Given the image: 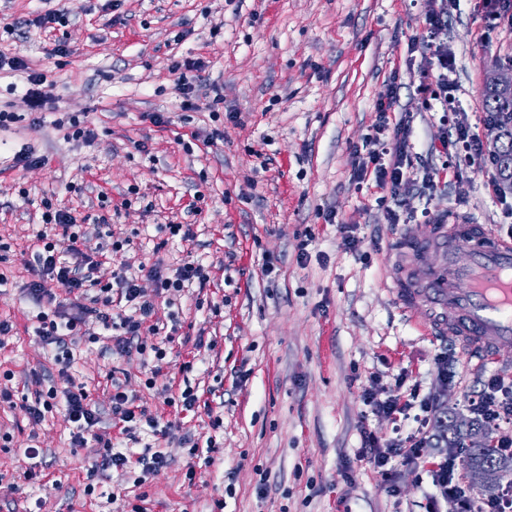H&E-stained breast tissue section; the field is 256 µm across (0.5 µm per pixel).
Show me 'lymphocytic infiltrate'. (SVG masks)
<instances>
[{
    "mask_svg": "<svg viewBox=\"0 0 512 512\" xmlns=\"http://www.w3.org/2000/svg\"><path fill=\"white\" fill-rule=\"evenodd\" d=\"M445 26L443 11L434 5L425 10V35L423 48L427 60L436 62L437 71L430 85L424 86L429 109L448 112L454 104L448 89L453 81L448 74V49L439 38ZM23 71L27 74L29 88L25 94V113L0 110V129L10 124L29 119L31 124H40L42 114L50 101L44 90L43 74L29 72L27 62L17 56H7L0 52V70ZM396 93L388 91L385 99L375 106L378 122L373 134L364 143L367 155L365 161L357 163L354 177L368 188L385 194L392 202L387 211L388 220H396L397 210L402 207L401 190L411 183L412 150L410 127L405 116L396 114ZM43 228L35 240L38 247L35 269L36 280L31 281L27 290L40 303L35 316V332L42 341L55 352V361L62 369H69L73 360L70 343L82 335L88 320H95L105 330H116L115 350L122 353L137 349L140 354L153 357L160 362L167 356L161 343L146 345L140 343L142 333L160 335L158 325L151 323L154 312L153 300L144 297L137 276L114 275L112 280H103L100 269L108 264L112 253L123 250L124 240H113L110 247L92 244L91 238L78 224L71 212L62 206L45 202L41 213ZM154 282L157 295L174 296L190 285L206 287L210 276L206 266L196 260L184 261L174 273H167L162 262H155L147 272ZM54 281L56 289H48L46 281ZM134 303L135 312L131 315H118L114 312L116 299ZM364 402L372 411L383 414L392 420L415 419L416 429L403 438L379 440L373 434H366L364 446L358 458L366 462L380 477L383 486H390L393 460L407 463L417 462L419 450L427 438L426 428L430 416L435 411L433 399H425L420 404V417H411L410 400L405 399L400 390H392L386 396H379L377 390L369 389L364 394ZM64 406L74 425L72 443L81 446L87 435L93 433L99 422V413L90 391L84 385L68 382L61 389L51 387L45 391H35L33 401H22L21 408L32 423L41 422L46 413L57 406ZM469 406L491 428L496 447L504 453L512 454V387L503 379L490 378L476 398L470 399ZM432 484L440 495H460L468 501V512H512V496L503 495L496 501L476 500L467 489L461 467L455 457H447L435 463L432 470Z\"/></svg>",
    "mask_w": 512,
    "mask_h": 512,
    "instance_id": "f902f5d3",
    "label": "lymphocytic infiltrate"
}]
</instances>
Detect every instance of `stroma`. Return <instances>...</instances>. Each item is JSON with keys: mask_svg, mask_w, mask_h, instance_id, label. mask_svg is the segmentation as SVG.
Returning <instances> with one entry per match:
<instances>
[{"mask_svg": "<svg viewBox=\"0 0 512 512\" xmlns=\"http://www.w3.org/2000/svg\"><path fill=\"white\" fill-rule=\"evenodd\" d=\"M447 4L440 38L455 95L475 122L487 67L512 62V22L498 0ZM51 8L65 10L66 25L38 24ZM14 22L12 54L54 81L56 101L42 124L0 130V241L11 246L0 264V318L13 323L0 338V374H14L0 387L18 402L34 386L62 383L34 332L26 290L44 198L79 220L109 212V224L90 227L93 243L131 240L111 271L159 260L174 269L190 255L209 265L210 282L174 304L157 300L154 321L180 328L154 376L136 350L113 351L98 324L72 346L70 373L102 411L98 432L115 434L109 394L97 387L110 373L158 420L157 429L115 435L119 448L133 457L159 448L167 468L146 478L134 466L89 476L100 448L91 439L73 446L63 409L35 425L0 401V435L11 437L0 447V512H131L136 504L144 512H424L430 469L448 457V439H430L419 464L395 461L396 490L387 492L355 460L363 430L395 435L392 420L365 405V389L400 384L435 397L449 429L464 431L474 418L469 398L490 377L512 380V348L493 362L454 337L427 336L424 318L403 315L392 299L388 256L400 239L425 237L426 211L452 210L512 235V193L493 195L478 166L459 158L458 179L403 187L408 211L391 224L384 201L353 176L354 148L371 134L390 79L419 160L454 134L420 91V8L410 0H0V27ZM60 43L68 56L55 55ZM176 60L201 63L202 78L220 81L223 119L183 109ZM63 112L85 114L92 143L65 139L55 125ZM154 112L166 126L152 123ZM216 128L223 138L211 139ZM24 147L44 165L13 167ZM330 210L337 223L325 222ZM172 224L190 225L192 238L170 235ZM343 224L358 251L342 247ZM269 260L273 278L263 273ZM447 349L457 376L444 384L436 362ZM185 362L201 402L191 411L164 403ZM209 438L212 457L192 454L194 441ZM31 445L44 470L33 479L22 454Z\"/></svg>", "mask_w": 512, "mask_h": 512, "instance_id": "obj_1", "label": "stroma"}]
</instances>
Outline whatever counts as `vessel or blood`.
I'll return each mask as SVG.
<instances>
[{
    "instance_id": "obj_1",
    "label": "vessel or blood",
    "mask_w": 512,
    "mask_h": 512,
    "mask_svg": "<svg viewBox=\"0 0 512 512\" xmlns=\"http://www.w3.org/2000/svg\"><path fill=\"white\" fill-rule=\"evenodd\" d=\"M441 254L429 284L410 275L411 259L425 248ZM390 259L396 267L389 291L401 313L428 315L426 332L452 335L470 350L497 359L512 346V237L489 224L460 218L431 225L424 242L401 241Z\"/></svg>"
}]
</instances>
